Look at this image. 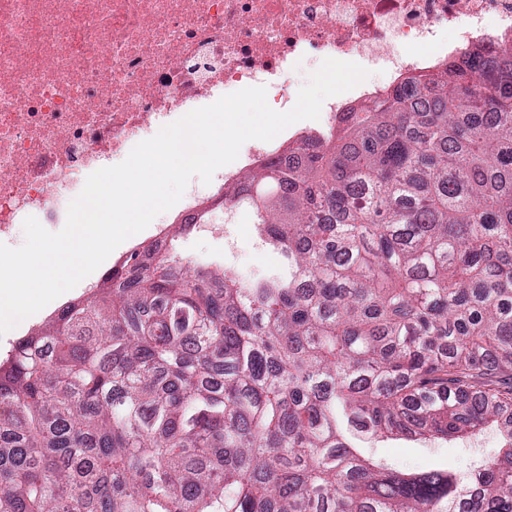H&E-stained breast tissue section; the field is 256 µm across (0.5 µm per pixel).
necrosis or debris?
<instances>
[{"label": "necrosis or debris", "mask_w": 512, "mask_h": 512, "mask_svg": "<svg viewBox=\"0 0 512 512\" xmlns=\"http://www.w3.org/2000/svg\"><path fill=\"white\" fill-rule=\"evenodd\" d=\"M493 46L512 49V0H0V243L30 216L65 224L88 175L225 93L263 86L291 109L302 61L397 83ZM268 153L188 184L182 221Z\"/></svg>", "instance_id": "1"}]
</instances>
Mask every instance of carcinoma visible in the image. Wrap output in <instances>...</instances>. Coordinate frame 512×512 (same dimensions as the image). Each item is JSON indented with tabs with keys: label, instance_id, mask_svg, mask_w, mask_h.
<instances>
[{
	"label": "carcinoma",
	"instance_id": "cac0c4a2",
	"mask_svg": "<svg viewBox=\"0 0 512 512\" xmlns=\"http://www.w3.org/2000/svg\"><path fill=\"white\" fill-rule=\"evenodd\" d=\"M216 205L287 272L134 249L0 361V512H512V52L406 78ZM464 477L355 437L475 436Z\"/></svg>",
	"mask_w": 512,
	"mask_h": 512
}]
</instances>
